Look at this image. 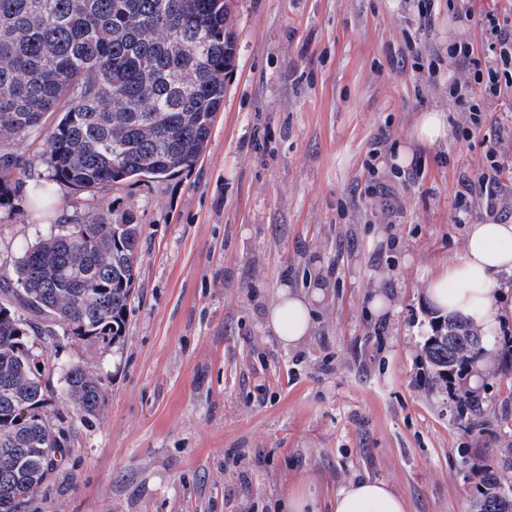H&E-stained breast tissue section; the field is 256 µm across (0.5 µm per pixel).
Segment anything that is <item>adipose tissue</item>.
Instances as JSON below:
<instances>
[{
    "mask_svg": "<svg viewBox=\"0 0 512 512\" xmlns=\"http://www.w3.org/2000/svg\"><path fill=\"white\" fill-rule=\"evenodd\" d=\"M512 274V223L489 219L469 225L462 255L429 280L427 297L435 310L468 318L485 332L496 329L497 277ZM325 295L316 286L302 295L282 288L266 310L265 326L282 346L302 343L311 329V309ZM333 512H408L404 496L380 480L360 479L342 487Z\"/></svg>",
    "mask_w": 512,
    "mask_h": 512,
    "instance_id": "ef3b65f1",
    "label": "adipose tissue"
}]
</instances>
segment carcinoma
Instances as JSON below:
<instances>
[{"instance_id":"1","label":"carcinoma","mask_w":512,"mask_h":512,"mask_svg":"<svg viewBox=\"0 0 512 512\" xmlns=\"http://www.w3.org/2000/svg\"><path fill=\"white\" fill-rule=\"evenodd\" d=\"M232 0H0V206L21 184L12 143L47 131V178L76 189L164 179L203 155L224 105L235 49ZM139 227L99 213L57 224L0 275V512H19L71 447L54 401L79 419L98 413L102 377L87 361L60 369L29 356L79 340L118 346L138 278ZM451 382L448 354L426 362ZM60 370L64 388L50 373ZM467 428L485 416L476 392L459 397ZM498 465H485L483 512Z\"/></svg>"}]
</instances>
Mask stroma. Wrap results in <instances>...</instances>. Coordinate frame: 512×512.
Segmentation results:
<instances>
[{
	"mask_svg": "<svg viewBox=\"0 0 512 512\" xmlns=\"http://www.w3.org/2000/svg\"><path fill=\"white\" fill-rule=\"evenodd\" d=\"M234 67L205 154L166 179L94 190L45 175V130L14 152L23 185L0 207V274L55 224L109 212L140 232L139 277L117 347L59 348L92 359L101 412L76 423L63 463L25 512H279L299 492L327 512L349 481L387 482L409 512H471L489 458L512 462V393L495 380L512 342V275L477 385L488 424L460 425L458 390L421 364L429 279L464 248L485 202L459 181L496 153L495 215L512 220V93L482 126L448 109L449 42L480 41L437 2L418 79L404 0H233ZM428 112L446 135L418 141ZM406 164H397V157ZM388 183L386 195L374 194ZM327 293L309 336L283 347L263 320L279 288ZM385 295L389 315L370 308Z\"/></svg>",
	"mask_w": 512,
	"mask_h": 512,
	"instance_id": "stroma-1",
	"label": "stroma"
}]
</instances>
